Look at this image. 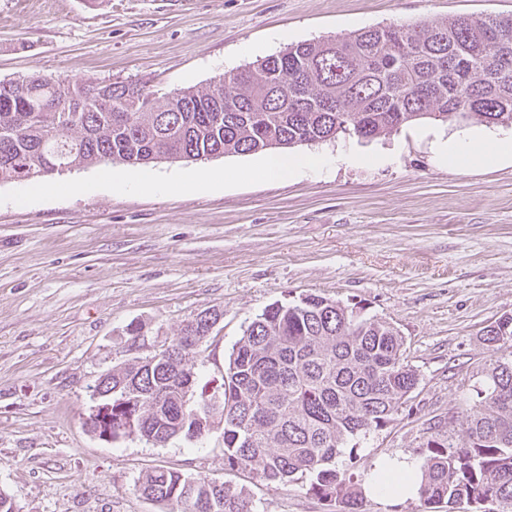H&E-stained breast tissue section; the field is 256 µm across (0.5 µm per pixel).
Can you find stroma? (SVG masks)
<instances>
[{
	"mask_svg": "<svg viewBox=\"0 0 512 512\" xmlns=\"http://www.w3.org/2000/svg\"><path fill=\"white\" fill-rule=\"evenodd\" d=\"M481 14L512 15V0H0V80L39 71L164 93L288 42ZM276 31L286 41L271 42ZM424 128L360 142L365 152L400 143L384 169L251 180L256 153L151 163L164 183L155 191L113 189L109 163L57 174L64 188L53 195L0 185V489L18 512H161L136 489L160 467L244 488L258 512H328L305 484L229 469L220 432L160 446L112 443L85 426L98 378L132 357L129 326L169 341L201 310L223 309L195 356L205 383L266 306L308 294L394 324L420 378L393 423L358 438L353 476L393 458L425 461L430 419L473 406L501 357L479 332L512 314V164L438 166L432 137L453 129ZM203 168L240 178L172 188Z\"/></svg>",
	"mask_w": 512,
	"mask_h": 512,
	"instance_id": "obj_1",
	"label": "stroma"
}]
</instances>
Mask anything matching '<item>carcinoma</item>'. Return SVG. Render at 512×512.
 Masks as SVG:
<instances>
[{
	"label": "carcinoma",
	"instance_id": "carcinoma-1",
	"mask_svg": "<svg viewBox=\"0 0 512 512\" xmlns=\"http://www.w3.org/2000/svg\"><path fill=\"white\" fill-rule=\"evenodd\" d=\"M423 120L512 127V15L301 41L227 80L170 93L39 72L0 82V185L114 161L370 141ZM222 316L208 308L184 325L174 365L151 353L112 367L101 402L130 414L122 439L164 445L221 425L229 468L272 483L306 479L340 512H363L367 484L382 471L354 481L351 442L390 424L419 384L398 328L319 295L276 303L244 329L214 391L198 394L193 338ZM481 336L511 350L512 314ZM425 448L419 498L428 512H512V357L489 369L478 404L427 428ZM138 491L167 512H256L245 489L176 470L146 473Z\"/></svg>",
	"mask_w": 512,
	"mask_h": 512
}]
</instances>
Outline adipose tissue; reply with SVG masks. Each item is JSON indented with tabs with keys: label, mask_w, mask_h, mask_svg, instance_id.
Here are the masks:
<instances>
[{
	"label": "adipose tissue",
	"mask_w": 512,
	"mask_h": 512,
	"mask_svg": "<svg viewBox=\"0 0 512 512\" xmlns=\"http://www.w3.org/2000/svg\"><path fill=\"white\" fill-rule=\"evenodd\" d=\"M434 153L437 161L447 167L477 168L512 162V135L463 131L446 138L440 136L434 142ZM398 160L399 152L395 149L364 153L351 145L333 155H272L251 170L249 176L253 179L286 181L306 173L322 174L340 165L367 164L384 168L396 164Z\"/></svg>",
	"instance_id": "1"
}]
</instances>
